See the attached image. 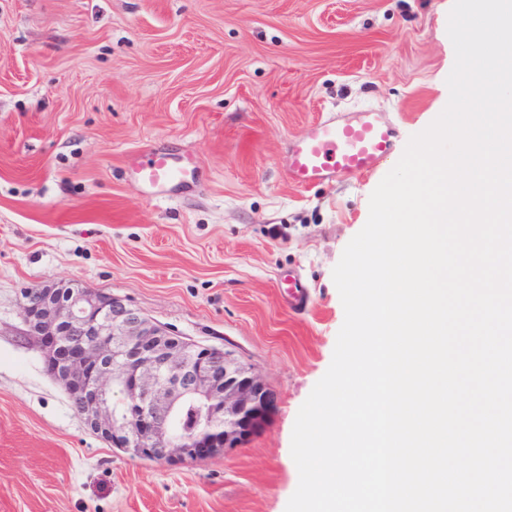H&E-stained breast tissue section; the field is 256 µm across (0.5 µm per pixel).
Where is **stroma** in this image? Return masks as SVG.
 <instances>
[{
	"label": "stroma",
	"mask_w": 512,
	"mask_h": 512,
	"mask_svg": "<svg viewBox=\"0 0 512 512\" xmlns=\"http://www.w3.org/2000/svg\"><path fill=\"white\" fill-rule=\"evenodd\" d=\"M453 0H0V512H285L291 436L344 309L332 271L409 138L447 104ZM373 110L395 147L334 186L287 177L318 118ZM195 154L144 194L128 157ZM297 272L302 310L281 281ZM73 282L233 352L263 426L189 467L91 433L22 334L26 294Z\"/></svg>",
	"instance_id": "stroma-1"
}]
</instances>
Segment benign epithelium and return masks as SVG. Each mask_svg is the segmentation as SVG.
Masks as SVG:
<instances>
[{"label": "benign epithelium", "mask_w": 512, "mask_h": 512, "mask_svg": "<svg viewBox=\"0 0 512 512\" xmlns=\"http://www.w3.org/2000/svg\"><path fill=\"white\" fill-rule=\"evenodd\" d=\"M22 320L87 427L130 457L171 465L222 457L267 416L272 395L258 373L121 298L52 285L29 298Z\"/></svg>", "instance_id": "benign-epithelium-1"}]
</instances>
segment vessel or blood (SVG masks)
I'll list each match as a JSON object with an SVG mask.
<instances>
[{"label":"vessel or blood","mask_w":512,"mask_h":512,"mask_svg":"<svg viewBox=\"0 0 512 512\" xmlns=\"http://www.w3.org/2000/svg\"><path fill=\"white\" fill-rule=\"evenodd\" d=\"M394 149V131L371 110L347 121L336 115L315 121L305 137L288 147L289 180L300 187L330 185L340 176L368 175ZM192 158L149 152L134 174L147 195L164 197L169 184L190 171Z\"/></svg>","instance_id":"b4317fda"}]
</instances>
